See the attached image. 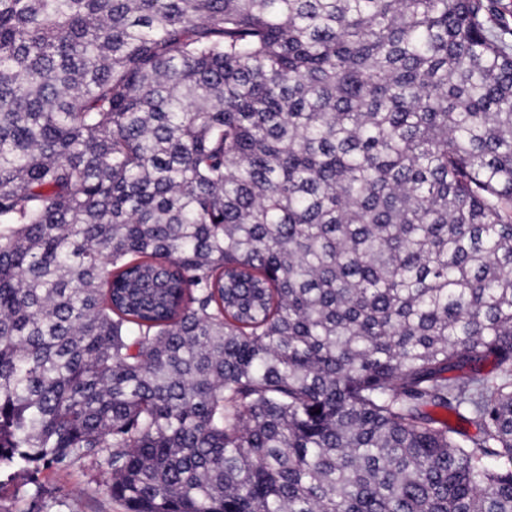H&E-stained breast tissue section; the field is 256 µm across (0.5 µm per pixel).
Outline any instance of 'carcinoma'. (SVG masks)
Segmentation results:
<instances>
[{"label":"carcinoma","instance_id":"obj_1","mask_svg":"<svg viewBox=\"0 0 512 512\" xmlns=\"http://www.w3.org/2000/svg\"><path fill=\"white\" fill-rule=\"evenodd\" d=\"M492 2L0 0V473L512 512Z\"/></svg>","mask_w":512,"mask_h":512}]
</instances>
